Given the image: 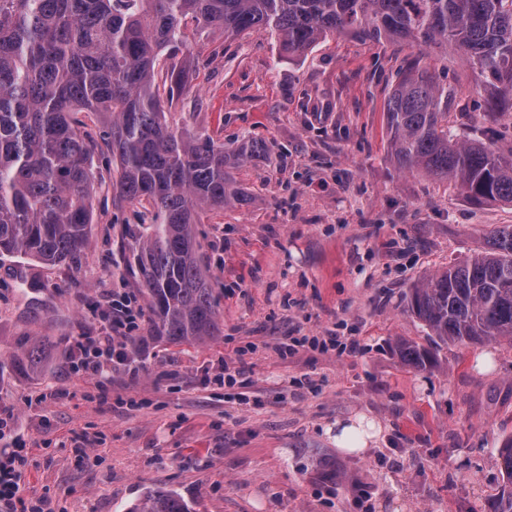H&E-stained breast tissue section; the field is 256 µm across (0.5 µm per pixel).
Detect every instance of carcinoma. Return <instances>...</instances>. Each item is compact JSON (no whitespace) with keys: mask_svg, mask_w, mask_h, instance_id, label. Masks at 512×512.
<instances>
[{"mask_svg":"<svg viewBox=\"0 0 512 512\" xmlns=\"http://www.w3.org/2000/svg\"><path fill=\"white\" fill-rule=\"evenodd\" d=\"M191 25L226 42L267 32L288 59L334 34L411 40L460 54L478 84L512 101V0H0V254L78 266L95 185L109 173L117 196L150 216L147 230L127 235L151 338L173 345L220 334L195 224L205 211L249 208L235 171L269 153L262 140L226 147L168 122L165 108L188 85L177 56ZM386 127L398 169L448 181L476 203H512V153L452 130L448 84L416 62L388 97ZM483 238L409 290L428 344L400 342L406 364L432 370L450 344L512 342V224ZM49 345L26 337L10 366L38 370ZM498 455L511 486L512 436ZM129 512L192 510L178 492L158 489Z\"/></svg>","mask_w":512,"mask_h":512,"instance_id":"carcinoma-1","label":"carcinoma"}]
</instances>
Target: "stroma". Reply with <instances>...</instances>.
Returning <instances> with one entry per match:
<instances>
[{"instance_id":"1","label":"stroma","mask_w":512,"mask_h":512,"mask_svg":"<svg viewBox=\"0 0 512 512\" xmlns=\"http://www.w3.org/2000/svg\"><path fill=\"white\" fill-rule=\"evenodd\" d=\"M188 46L190 85L170 122L270 147L237 173L253 205L196 226L222 332L202 346L142 344L102 382L72 369L71 349L102 330L113 291L138 288L124 230L140 208L115 202L111 184L94 199L79 266L0 255V360L22 337L52 342L42 369H0L13 416L0 450L26 443L27 494L55 512H129L158 488L193 512H361L363 496L372 512H493L505 489L496 450L512 435V344L451 345L432 371L402 363L397 344L427 341L409 289L512 224V204H476L398 170L385 108L415 59L447 73L451 124L504 153L512 109H491L460 56L405 42L329 36L293 60L264 32L228 44L192 31ZM329 331L355 347L280 354L290 337ZM240 363V384H213ZM46 390L55 398L38 401ZM359 414L380 424L378 442L338 452L328 427Z\"/></svg>"}]
</instances>
